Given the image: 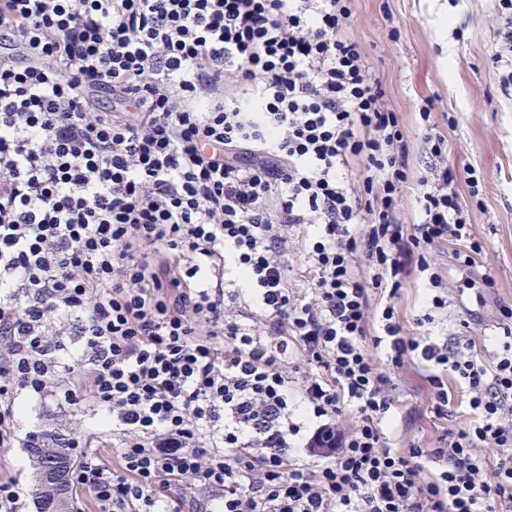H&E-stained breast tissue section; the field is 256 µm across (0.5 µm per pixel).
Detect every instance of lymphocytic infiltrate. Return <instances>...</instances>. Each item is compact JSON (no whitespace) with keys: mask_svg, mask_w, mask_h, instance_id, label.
<instances>
[{"mask_svg":"<svg viewBox=\"0 0 512 512\" xmlns=\"http://www.w3.org/2000/svg\"><path fill=\"white\" fill-rule=\"evenodd\" d=\"M353 0H0V447L22 401H91L117 449L72 475L98 512H512V315L500 343L432 330L430 253L468 242L425 100L430 163L346 29ZM492 56L512 91V0ZM417 180L420 220L403 221ZM304 231L302 273L288 249ZM428 281L406 330L395 300ZM449 381L463 425L395 447L394 374ZM351 424H343L345 407Z\"/></svg>","mask_w":512,"mask_h":512,"instance_id":"lymphocytic-infiltrate-1","label":"lymphocytic infiltrate"}]
</instances>
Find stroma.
<instances>
[{"mask_svg": "<svg viewBox=\"0 0 512 512\" xmlns=\"http://www.w3.org/2000/svg\"><path fill=\"white\" fill-rule=\"evenodd\" d=\"M497 7V0H356L348 28L402 117L415 167L426 162L419 107L430 98L438 130L448 140L449 169L460 178L469 168L481 175L482 190L467 205L473 234L486 248L467 270L453 258L456 244L433 249L448 289L435 319L453 336L490 340L503 312L512 309V95L502 91L490 64ZM394 381L405 419L394 434L398 447L434 446L444 431L462 425L459 405L448 418H432L423 369H402ZM97 421L87 404L61 415L52 405L34 402L23 425L76 431L109 462L117 450Z\"/></svg>", "mask_w": 512, "mask_h": 512, "instance_id": "stroma-1", "label": "stroma"}]
</instances>
